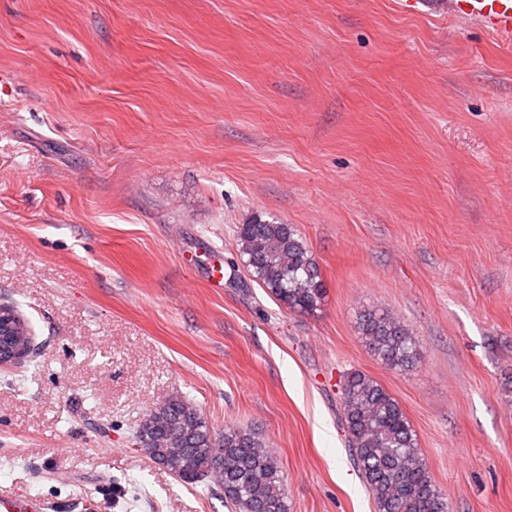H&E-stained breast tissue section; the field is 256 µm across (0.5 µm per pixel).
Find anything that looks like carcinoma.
Here are the masks:
<instances>
[{"label": "carcinoma", "instance_id": "1", "mask_svg": "<svg viewBox=\"0 0 512 512\" xmlns=\"http://www.w3.org/2000/svg\"><path fill=\"white\" fill-rule=\"evenodd\" d=\"M240 255L251 275L291 311L312 313L326 288L319 268L291 224L253 218L239 228ZM357 330L372 356L406 371L420 359V342L408 324L388 311L365 309ZM349 447L377 512H448L432 482L418 439L399 401L373 378L353 372L342 390ZM186 484L209 478L213 449L223 458L218 488L236 512H288L282 472L260 436L228 428L215 436L204 416L174 397L142 423L136 443Z\"/></svg>", "mask_w": 512, "mask_h": 512}]
</instances>
